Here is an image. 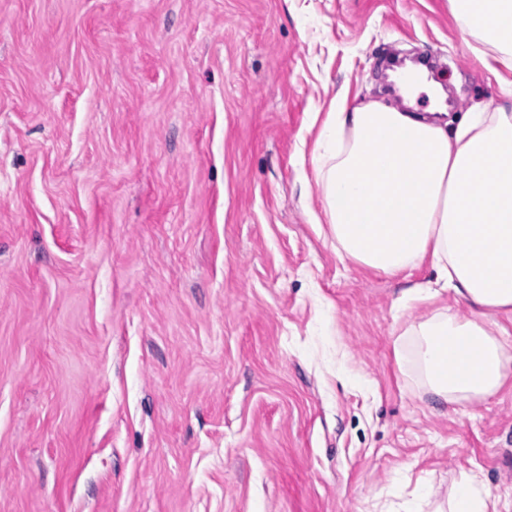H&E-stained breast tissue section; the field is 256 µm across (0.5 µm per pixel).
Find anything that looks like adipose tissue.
Here are the masks:
<instances>
[{"label":"adipose tissue","mask_w":512,"mask_h":512,"mask_svg":"<svg viewBox=\"0 0 512 512\" xmlns=\"http://www.w3.org/2000/svg\"><path fill=\"white\" fill-rule=\"evenodd\" d=\"M504 64L512 63V0H448ZM317 183L336 249L395 276L430 264L442 288L489 315L462 323L439 312L414 328L427 389L446 402L505 385L501 319L512 321V113L474 112L455 128L380 103L339 105L322 131ZM463 473L449 512H499Z\"/></svg>","instance_id":"ef3b65f1"}]
</instances>
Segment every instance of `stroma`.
<instances>
[{"instance_id":"stroma-1","label":"stroma","mask_w":512,"mask_h":512,"mask_svg":"<svg viewBox=\"0 0 512 512\" xmlns=\"http://www.w3.org/2000/svg\"><path fill=\"white\" fill-rule=\"evenodd\" d=\"M448 0H0V512L512 504V376L437 400L396 345L453 292L339 257L333 102L392 53L507 106ZM480 474L475 471L463 473L456 484L449 512H500V501L478 492Z\"/></svg>"}]
</instances>
